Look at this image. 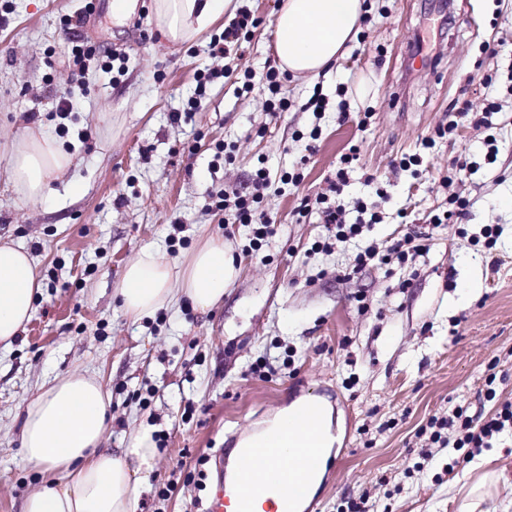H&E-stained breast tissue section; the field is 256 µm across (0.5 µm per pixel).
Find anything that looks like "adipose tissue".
I'll return each instance as SVG.
<instances>
[{
	"mask_svg": "<svg viewBox=\"0 0 512 512\" xmlns=\"http://www.w3.org/2000/svg\"><path fill=\"white\" fill-rule=\"evenodd\" d=\"M234 0H153L152 18L172 44L189 45ZM364 0H279L272 21L278 66L292 77H317L335 64L361 29ZM74 163L64 142L36 125L11 146L9 180L28 201H47L51 184ZM236 276L233 258L221 239H209L177 267L159 251L143 250L125 267L117 295L126 318L137 322L187 298L207 311L224 299ZM41 289L38 267L23 248L0 243V349L10 350L34 311ZM111 398L98 378L73 373L50 382L26 409L21 431L23 461L48 476L28 492L21 512H137L138 487L157 457L149 430L140 431L120 453L104 450ZM330 448L335 442L325 411L288 435L289 449L275 459L293 467L292 445L301 439Z\"/></svg>",
	"mask_w": 512,
	"mask_h": 512,
	"instance_id": "1",
	"label": "adipose tissue"
}]
</instances>
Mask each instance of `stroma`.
Masks as SVG:
<instances>
[{"mask_svg": "<svg viewBox=\"0 0 512 512\" xmlns=\"http://www.w3.org/2000/svg\"><path fill=\"white\" fill-rule=\"evenodd\" d=\"M276 3L243 0L259 24L250 42L225 56L210 46L223 23L193 46H173L151 19V0H139L123 26L112 21L111 0H96L90 15L86 0H0V147L25 126L54 133L63 125L75 157L55 182L53 200L42 204L13 192L0 156V239L27 250L44 275L30 322L14 350L0 353V512H20L42 479L22 461L27 404L44 383L76 371L95 374L112 399L107 448L127 447L145 428L167 435L139 489L138 512H202L216 488V454L306 395L327 398L342 426L331 450L338 466L326 470L313 512H337L364 493L374 512H463L475 473L466 463L446 472L444 448L433 449V468L417 471L426 445L417 432L459 404L484 416L512 403V0H366L372 20L365 43H352L326 74L285 78L281 94L291 107L277 115L263 108L264 75L277 62ZM382 8L384 20L377 17ZM448 14L454 20L438 37L441 58L423 67L411 55L412 36L425 18ZM68 19L78 20L74 31H66ZM72 35L122 52L120 81L97 63L77 70L65 49ZM485 41L494 56H482ZM480 64L497 69L494 87L468 84ZM223 66L230 76L209 87L198 112L172 123L171 113L194 93L196 71ZM247 69L253 79L246 93ZM77 83L86 93L59 121L56 106ZM341 84L348 88L342 110ZM317 88L329 99L319 114L305 108ZM464 88L500 104L495 163L484 159L482 132L466 124L423 146ZM315 126L321 135L312 145L295 140ZM219 143L235 146L232 163L216 158ZM353 147L360 159L340 197L346 220L355 221L363 199L377 203L382 221L315 251L330 227L314 200ZM416 152L418 170L394 167V159ZM460 156L474 162V173L444 186L449 160ZM260 166L274 180L296 168L303 178L266 192L276 232L254 254L245 228L225 234L208 194L249 188ZM453 191L471 199L469 219L431 224ZM177 217L186 244L173 249ZM489 225L499 230L490 250L482 236ZM407 235L428 236L421 256L354 271L364 247L382 249ZM212 237L223 239L237 268L223 302L202 312L182 299L161 321L124 316L116 288L142 249L180 264ZM259 358L270 367L263 379L249 372ZM491 373L496 398L489 402L483 390ZM148 387L153 393L141 401ZM189 401L196 412L186 421ZM493 446L505 480L483 508L512 512V434ZM198 463L203 485L159 497L173 470Z\"/></svg>", "mask_w": 512, "mask_h": 512, "instance_id": "35a3bbf8", "label": "stroma"}]
</instances>
